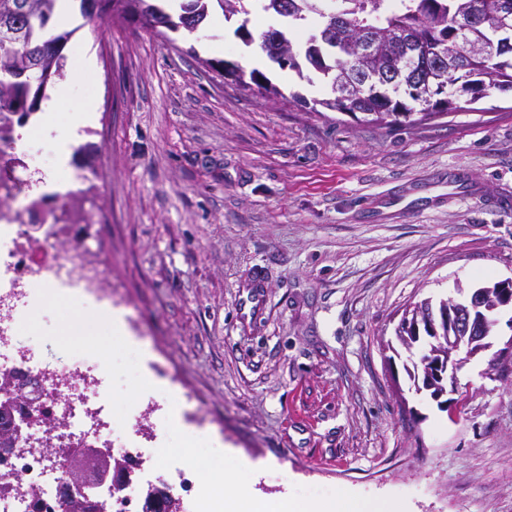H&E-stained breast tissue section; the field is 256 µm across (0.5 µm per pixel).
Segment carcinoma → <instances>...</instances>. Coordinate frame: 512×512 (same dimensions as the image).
<instances>
[{"instance_id": "carcinoma-1", "label": "carcinoma", "mask_w": 512, "mask_h": 512, "mask_svg": "<svg viewBox=\"0 0 512 512\" xmlns=\"http://www.w3.org/2000/svg\"><path fill=\"white\" fill-rule=\"evenodd\" d=\"M42 9L43 29L28 33V21L24 14L16 12L8 23L14 32L12 41L0 42V113L9 112L17 121L0 128V136L11 135L15 126L23 125L28 117L39 109L43 95L28 87L18 78L14 65L3 61L6 54L33 57L39 64V76L46 85L53 84L64 74L66 49L74 31L54 33L50 22L54 19L57 0H34ZM236 14L248 15L254 8L281 22L278 28L269 27L260 33L258 45L272 58L271 37L288 36V30L309 20L315 21V29L325 26L330 10L327 0H230ZM481 2L492 6L497 0H399L397 7L389 6L388 0H338L337 10L350 18L351 27L336 31V46L315 44L312 38L302 44H291L285 67L302 80L312 82L309 71H314L325 84L331 81L356 84L366 69L384 75H399L402 85L389 99H379L365 91L355 90L346 97L329 95L315 104L332 112L352 116L363 115L369 124L387 127L403 123L416 124L447 115L458 104L475 102L497 91L512 92V45L497 56L470 57L462 70L447 76V86L433 85L427 107L420 103V79L400 71V55L393 45L392 35L421 37L433 43H446L456 29L457 21L466 15L474 4ZM221 7L220 0H182L180 13L166 12L157 0H80V11L89 23H104L113 18L123 23H141L153 29L174 20L183 24L184 30L192 25V14H209ZM475 40L496 43L511 40L512 33L505 34L491 23H486L472 34ZM362 40L377 43L376 54L361 58L355 46ZM250 83L263 90L269 97H277L280 91L269 82L266 75L253 70Z\"/></svg>"}]
</instances>
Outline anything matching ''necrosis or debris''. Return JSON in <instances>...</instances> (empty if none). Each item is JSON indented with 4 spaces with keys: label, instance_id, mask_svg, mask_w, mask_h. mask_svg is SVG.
I'll use <instances>...</instances> for the list:
<instances>
[{
    "label": "necrosis or debris",
    "instance_id": "4bbe7bcc",
    "mask_svg": "<svg viewBox=\"0 0 512 512\" xmlns=\"http://www.w3.org/2000/svg\"><path fill=\"white\" fill-rule=\"evenodd\" d=\"M27 157L38 163L32 146L18 140H0V183L12 189L10 216H0V375L11 373L35 381L45 396L39 411L29 416L19 448L0 462V512H36L37 507L56 506L68 479L64 464L48 467L43 459L47 429L45 417L59 419V435L68 442L107 446L118 457L134 455L143 464V485L160 478L146 466L152 448L143 446L149 412L133 406L119 418L112 402L111 366L97 357L51 362L29 345L13 343L11 336L44 290L79 289L83 298L101 301L105 272L85 255L77 218L69 214L70 190H44L40 199L53 209L57 221L53 240H41L28 230L33 197L20 177L17 160Z\"/></svg>",
    "mask_w": 512,
    "mask_h": 512
}]
</instances>
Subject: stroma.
I'll return each instance as SVG.
<instances>
[{"label": "stroma", "mask_w": 512, "mask_h": 512, "mask_svg": "<svg viewBox=\"0 0 512 512\" xmlns=\"http://www.w3.org/2000/svg\"><path fill=\"white\" fill-rule=\"evenodd\" d=\"M239 23L217 9L167 42L75 16L46 95L97 103L82 137L99 148L83 197L95 221L80 232L126 329L98 322L64 345L77 308L58 299L22 342L111 361L115 407L156 402L169 429L156 461L191 436L211 471L227 444L271 461L265 497L289 471L300 496L352 487L409 512H512V383L474 358L443 411L395 346L410 305L512 279V96L391 127L317 112L325 83L254 65ZM85 54L95 70L75 77ZM212 58L261 70L280 97L220 77ZM258 276L264 310L241 319Z\"/></svg>", "instance_id": "1"}]
</instances>
